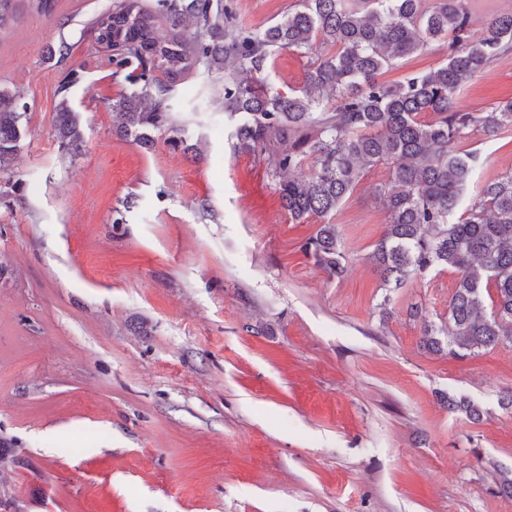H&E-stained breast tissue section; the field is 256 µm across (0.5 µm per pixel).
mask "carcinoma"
<instances>
[{"mask_svg": "<svg viewBox=\"0 0 512 512\" xmlns=\"http://www.w3.org/2000/svg\"><path fill=\"white\" fill-rule=\"evenodd\" d=\"M470 2L295 0L279 20L255 29L238 19L233 0H113L94 25L98 44L112 50V79L129 84L112 111L138 143L174 128L172 100L190 74L223 75L216 100L235 150L276 178L291 223L320 221L303 248L332 278L345 271L332 216L366 169L388 168L379 189L387 220L371 259L396 288L439 268L458 273L448 320L426 336L433 351L464 356L512 344V171L472 195L483 161L460 148L474 129L493 138L512 128V98L483 112H462L456 102L469 79L512 51V12L490 18L475 42ZM161 22L165 37L156 33ZM442 39L448 57L439 67L380 81ZM282 50L306 58L302 86L270 81ZM27 111L20 91L0 90L1 170L19 150ZM57 119L63 147L78 152L82 135L65 97ZM448 409L482 417L466 396L448 397Z\"/></svg>", "mask_w": 512, "mask_h": 512, "instance_id": "carcinoma-1", "label": "carcinoma"}]
</instances>
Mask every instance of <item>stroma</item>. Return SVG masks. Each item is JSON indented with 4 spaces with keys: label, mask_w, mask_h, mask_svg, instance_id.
<instances>
[{
    "label": "stroma",
    "mask_w": 512,
    "mask_h": 512,
    "mask_svg": "<svg viewBox=\"0 0 512 512\" xmlns=\"http://www.w3.org/2000/svg\"><path fill=\"white\" fill-rule=\"evenodd\" d=\"M294 0H234L261 29ZM112 0H19L0 33V89L28 104L0 171V512H512V345L431 352L457 276L384 288L370 259L386 168L333 221L329 278L275 180L235 155L191 75L174 100L186 149L119 136L94 19ZM78 79L60 93L70 71ZM77 111L82 151L56 107ZM512 96V53L469 80L461 109ZM488 182L512 170V129L472 133ZM468 396L479 422L448 411ZM57 119L61 129L63 147L76 153L82 145V135L78 128L76 111L64 96L58 104Z\"/></svg>",
    "instance_id": "obj_1"
}]
</instances>
